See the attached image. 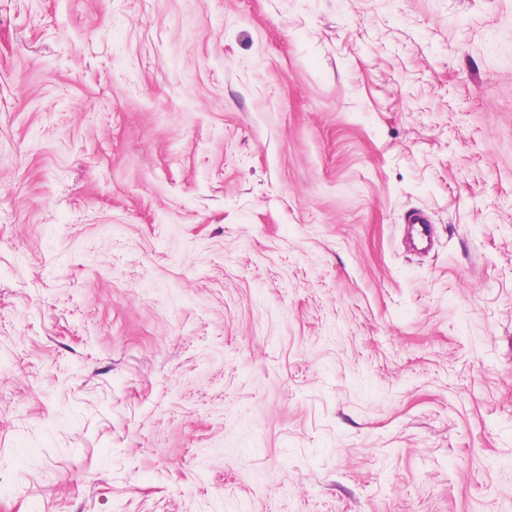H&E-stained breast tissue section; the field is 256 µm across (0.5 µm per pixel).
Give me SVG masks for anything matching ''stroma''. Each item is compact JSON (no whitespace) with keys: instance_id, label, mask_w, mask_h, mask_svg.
<instances>
[{"instance_id":"1","label":"stroma","mask_w":512,"mask_h":512,"mask_svg":"<svg viewBox=\"0 0 512 512\" xmlns=\"http://www.w3.org/2000/svg\"><path fill=\"white\" fill-rule=\"evenodd\" d=\"M0 512H512V0H0Z\"/></svg>"}]
</instances>
